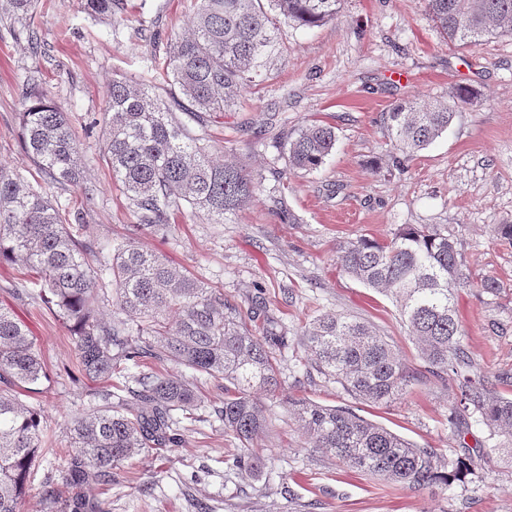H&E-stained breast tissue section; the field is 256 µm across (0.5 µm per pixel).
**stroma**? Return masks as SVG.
Masks as SVG:
<instances>
[{"label": "stroma", "mask_w": 512, "mask_h": 512, "mask_svg": "<svg viewBox=\"0 0 512 512\" xmlns=\"http://www.w3.org/2000/svg\"><path fill=\"white\" fill-rule=\"evenodd\" d=\"M123 3L115 15L97 18L82 0H38L37 58L26 30L0 21V164L35 178L22 154L19 112L22 88L36 77L40 91L68 112L84 167L81 190L54 185L47 193L82 203L83 237L91 241L123 240L137 214L103 159L101 131H87L88 118L102 114L115 76L168 98L151 60L186 20V0ZM458 84L475 87L480 104L461 109L404 173L374 170L373 161L393 149L382 112L402 99H446ZM316 121L335 126V149L316 171L289 170L283 133ZM202 133L212 153L261 174L262 187L224 223L187 209L167 235L145 233L139 243L220 290L225 303L257 308L287 336L281 387L259 398L271 425L250 451L263 466L248 480L231 470L239 445L214 413L224 384L204 376L197 386L207 402L196 421L184 422L178 446L124 462L110 486L90 485L85 495L108 512H200L204 504L213 512H512L508 440L477 422L454 431L451 380L423 378L395 402L371 405L307 373L301 343L313 319L342 313L371 322L403 361L419 364L395 301L341 273L336 256L339 245L361 238L389 240L402 224H436L457 239L473 276L458 300L471 357L487 373H512V241L499 233L512 224V37L454 47L428 20L424 0H343L336 19L321 26L281 25L261 78L223 118L207 119ZM487 279L497 292L483 290ZM0 306L36 338L48 373L24 396L43 408L50 442L36 463L40 482L57 476L71 418L90 408L93 383L80 378L67 325L44 309L27 276L0 275ZM292 396L349 408L446 458L472 454L473 471L449 487L423 490L349 471L312 448L288 411Z\"/></svg>", "instance_id": "35a3bbf8"}]
</instances>
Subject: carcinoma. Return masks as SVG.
<instances>
[{
    "mask_svg": "<svg viewBox=\"0 0 512 512\" xmlns=\"http://www.w3.org/2000/svg\"><path fill=\"white\" fill-rule=\"evenodd\" d=\"M38 0H0V19L29 31L34 55H40L30 23ZM342 0H195L189 31L166 44L160 76L178 88L169 104L120 76L106 91L105 158L112 176L136 208L139 223L125 241L106 244L107 254L90 264L95 246L77 239L72 222L80 208L51 200L42 187L0 166V267L19 264L40 285L46 309L63 320L78 368L91 381L128 376L129 365L173 362L189 375L158 373L133 378L124 386L140 405L110 402L72 418L70 448L61 457V483L45 480L42 496L48 512H107L103 502L82 495L91 483L112 484L122 462L179 443L178 428L195 420L202 398L200 376L222 380L223 406L214 409L224 429L243 446L232 466L250 477L260 460L249 445L267 427L256 393L280 386V356L287 336L268 321L256 336L242 310L224 303V294L141 248L138 235L171 229L172 215L187 205L217 224L244 209L261 181L236 162L213 161L203 138L176 111L221 117L240 91L261 74L275 47L278 17L298 27H314L336 18ZM429 19L453 46L472 47L486 36L512 34V0H425ZM120 0H84L93 17L115 13ZM24 156L47 185L77 187L83 180L80 147L67 113L44 99L34 82L22 93ZM190 107H185L184 102ZM477 101V91L459 85L433 107L401 100L383 114L394 141L388 170L405 163L448 130L460 108ZM335 127L311 124L283 143L288 167L312 172L332 154ZM337 264L348 276L392 296L418 348L423 369L400 359L367 322L325 313L305 327L307 365L361 401L387 404L405 394L421 372L456 387L451 423L456 431L469 419L492 433L512 438V398L499 387L505 374L488 375L473 363L462 341L457 315L459 291L472 285L471 272L457 242L437 228L403 224L392 238L350 242L338 250ZM112 287L117 315L98 317V285ZM46 377L36 340L26 326L0 307V512H20L31 487L40 449L45 446L39 409L21 399L20 388ZM295 421L313 447L348 468L380 476L410 489L449 486L464 476L467 464L445 461L432 448L419 447L381 424L342 406L289 401Z\"/></svg>",
    "mask_w": 512,
    "mask_h": 512,
    "instance_id": "obj_1",
    "label": "carcinoma"
}]
</instances>
